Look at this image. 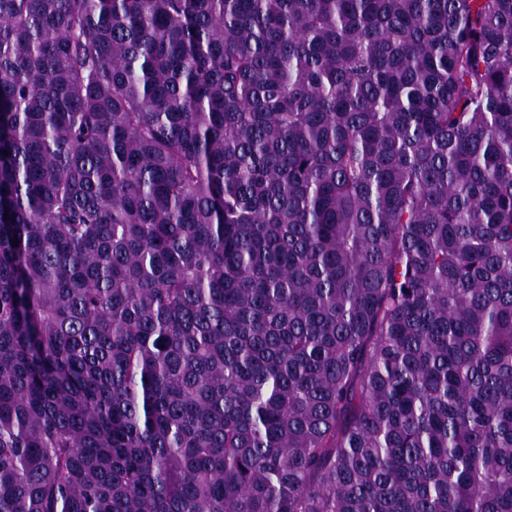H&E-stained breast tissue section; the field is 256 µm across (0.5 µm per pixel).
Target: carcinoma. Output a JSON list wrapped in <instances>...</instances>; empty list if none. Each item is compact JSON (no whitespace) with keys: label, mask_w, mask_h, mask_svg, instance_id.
<instances>
[{"label":"carcinoma","mask_w":512,"mask_h":512,"mask_svg":"<svg viewBox=\"0 0 512 512\" xmlns=\"http://www.w3.org/2000/svg\"><path fill=\"white\" fill-rule=\"evenodd\" d=\"M0 512H512V0H0Z\"/></svg>","instance_id":"1"}]
</instances>
